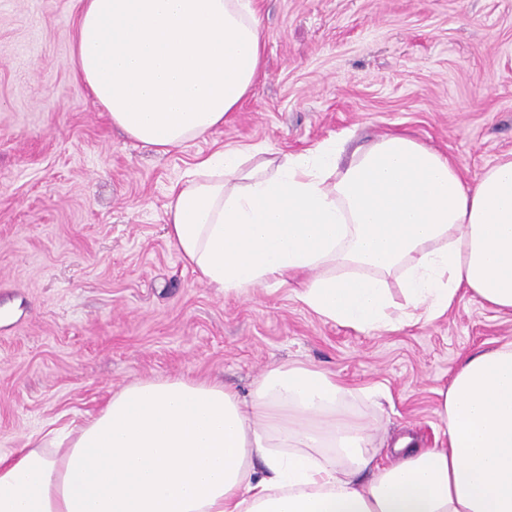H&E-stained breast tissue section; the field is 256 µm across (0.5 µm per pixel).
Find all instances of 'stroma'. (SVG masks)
<instances>
[{
  "instance_id": "stroma-1",
  "label": "stroma",
  "mask_w": 512,
  "mask_h": 512,
  "mask_svg": "<svg viewBox=\"0 0 512 512\" xmlns=\"http://www.w3.org/2000/svg\"><path fill=\"white\" fill-rule=\"evenodd\" d=\"M252 92L206 138L160 152L113 128L69 64L78 0H0V453L96 415L120 387L185 376L248 395L303 362L357 389L376 443L432 448L461 356L512 315L460 294L441 318L357 331L291 287L219 294L169 241L170 187L226 145L274 154L404 131L471 179L512 152V0H254ZM381 389V403L361 389Z\"/></svg>"
}]
</instances>
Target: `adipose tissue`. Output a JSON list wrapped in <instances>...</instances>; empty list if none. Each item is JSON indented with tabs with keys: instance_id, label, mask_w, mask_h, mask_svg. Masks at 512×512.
Wrapping results in <instances>:
<instances>
[{
	"instance_id": "ef3b65f1",
	"label": "adipose tissue",
	"mask_w": 512,
	"mask_h": 512,
	"mask_svg": "<svg viewBox=\"0 0 512 512\" xmlns=\"http://www.w3.org/2000/svg\"><path fill=\"white\" fill-rule=\"evenodd\" d=\"M264 42L254 0H81L70 62L113 125L166 152L238 109ZM167 236L208 287L290 284L358 330L432 321L463 288L512 314V153L468 180L405 132L349 154L222 147L171 188ZM349 394L304 363L247 399L183 376L128 384L0 456V512H512V341L464 354L439 446L401 438L384 466Z\"/></svg>"
}]
</instances>
